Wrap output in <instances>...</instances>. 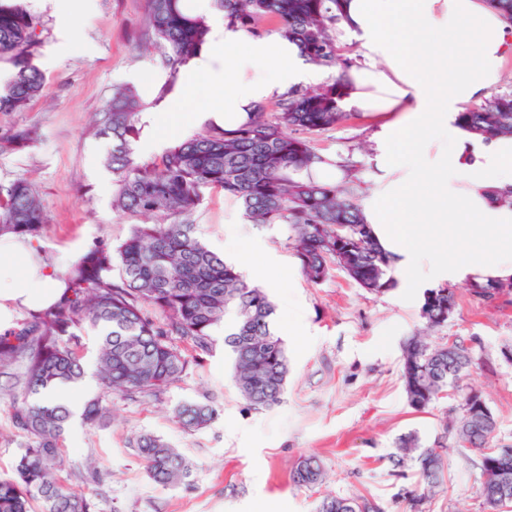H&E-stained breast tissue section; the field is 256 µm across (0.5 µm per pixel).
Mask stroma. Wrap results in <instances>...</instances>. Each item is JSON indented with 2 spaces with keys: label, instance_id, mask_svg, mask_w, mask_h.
<instances>
[{
  "label": "stroma",
  "instance_id": "stroma-1",
  "mask_svg": "<svg viewBox=\"0 0 512 512\" xmlns=\"http://www.w3.org/2000/svg\"><path fill=\"white\" fill-rule=\"evenodd\" d=\"M16 2L35 23L32 62L46 85L27 107L0 112V186L18 179L32 185L46 214L35 242L64 270L95 244L117 245L135 222L112 209V172L104 164L110 144L96 135L95 121L116 87L158 95L160 54L138 44L147 0ZM375 127L374 120L353 114L309 136L318 152L349 163L346 196L354 202L372 185L365 158ZM210 128L206 120L171 134L146 127L135 157L156 161L173 143ZM22 130L29 141L11 143ZM190 220L216 254L228 239L240 240L237 268L273 301L275 331L289 360L284 400L271 408L244 400L219 338L211 351H190L188 373L162 392L113 396L108 425L91 430L73 416L57 475L65 488L91 497L96 512H316L327 495L364 498L381 512H410L401 493L414 489L417 477L410 468L396 474L391 457L399 438L413 433L421 447H434L444 422L462 413L454 394L422 411L409 406L402 347L413 336L434 347L454 340L470 348L475 363L463 383L490 407L495 444H512V361L503 356L512 349V290L487 299L454 286L452 315L431 330L421 315L423 292L396 286L375 293L338 268L321 283L308 282L287 225L249 223L222 190H207ZM184 402L212 405L218 417L206 429H184L174 416ZM11 404L0 395V478L12 476L28 442L12 425ZM138 432L161 436L193 462L190 486H162L147 477L128 445ZM443 454L444 484L422 503V512H484L478 452L451 441ZM309 455L320 459L327 479L295 486L292 471Z\"/></svg>",
  "mask_w": 512,
  "mask_h": 512
}]
</instances>
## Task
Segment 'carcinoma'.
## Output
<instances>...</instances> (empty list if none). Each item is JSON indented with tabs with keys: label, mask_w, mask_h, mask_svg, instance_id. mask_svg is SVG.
I'll use <instances>...</instances> for the list:
<instances>
[{
	"label": "carcinoma",
	"mask_w": 512,
	"mask_h": 512,
	"mask_svg": "<svg viewBox=\"0 0 512 512\" xmlns=\"http://www.w3.org/2000/svg\"><path fill=\"white\" fill-rule=\"evenodd\" d=\"M214 9L251 31H264L263 22L276 25L285 38L301 46L308 61L334 71L342 61L332 32L340 0H212ZM148 36L168 51L162 59L165 90L174 83L180 65L197 57L208 42L210 27L195 14L190 0H148ZM34 42L32 18L0 0V54L14 63V74L0 93V112H15L37 99L45 76L30 62ZM341 77L317 88L290 90L280 96L279 111L261 105L251 119L233 129L215 126L205 135L177 142L151 163L135 160L133 145L141 138L146 108L133 86L118 89L106 100L100 134L112 140L107 166L112 171V208L129 215H152L155 222L135 224L116 247L90 249L65 272L68 294L56 305L32 316L17 328L0 332V374L14 363L27 365L22 397L13 401V424L29 443L19 454L14 474L0 480V512H93L83 492L66 490L56 470L59 447L72 417L63 404L44 400L60 384H79L85 376L79 353L85 329L100 342L96 373L102 395L82 411L89 426L105 424L114 393L154 395L179 381L189 360L174 347L173 336L192 348L207 351L214 336L224 332V348L234 357L233 381L250 404L271 407L281 402L288 376L284 342L273 327L274 305L264 289L249 283L237 268L208 249L187 217L201 204L204 192L219 188L238 200L252 224H286L302 274L311 283L326 279L331 266L346 262L350 279L380 293L395 286L390 262L370 235L358 206L342 197L334 184L300 180L296 174L324 161L311 141L295 131L325 132L348 113L338 106ZM460 120L480 134L512 135V95H501L484 106L460 114ZM44 211L30 185L18 179L0 188V235H39ZM351 234L336 240V225ZM455 303L447 288L430 289L422 315L428 327L448 322V304ZM432 347L419 336L403 347L402 379L409 405L426 409L448 389L461 395L469 388L462 376L472 364L469 348L456 343ZM471 409L446 426L457 443L484 455L490 438L477 430ZM176 417L188 430L208 427L216 409L185 402ZM130 448L146 463L148 477L162 486L191 482L193 465L159 436L139 433ZM397 467L411 464L421 479L405 492L414 512L443 480L445 459L434 448H421L418 439H399L392 456ZM483 504L512 505V491L494 495V474L482 475ZM323 468L313 456L302 458L292 474L298 487L321 483ZM380 512L370 503L324 497L317 512Z\"/></svg>",
	"instance_id": "1"
}]
</instances>
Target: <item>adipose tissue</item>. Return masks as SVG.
I'll list each match as a JSON object with an SVG mask.
<instances>
[{
	"instance_id": "obj_1",
	"label": "adipose tissue",
	"mask_w": 512,
	"mask_h": 512,
	"mask_svg": "<svg viewBox=\"0 0 512 512\" xmlns=\"http://www.w3.org/2000/svg\"><path fill=\"white\" fill-rule=\"evenodd\" d=\"M192 2L211 46L180 80L202 104L189 112L173 102L159 124L204 118L232 129L270 97L327 80L280 33L252 35L210 0ZM335 32L337 45L358 43L360 53L336 69L340 109L381 119L361 210L396 274L415 289L512 283V136L479 134L460 120L500 84L512 24L487 0H342ZM64 290L36 244L0 237V331L17 307L38 312Z\"/></svg>"
}]
</instances>
